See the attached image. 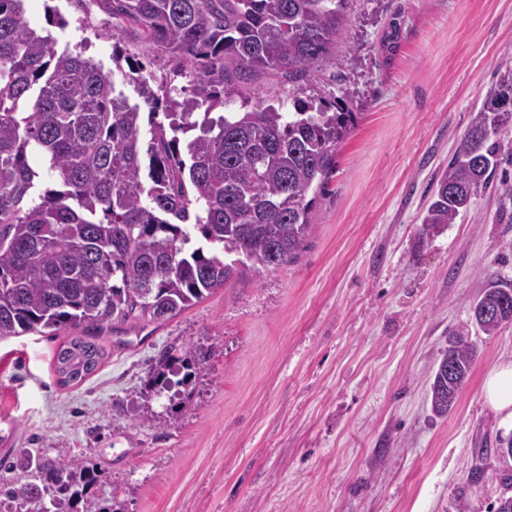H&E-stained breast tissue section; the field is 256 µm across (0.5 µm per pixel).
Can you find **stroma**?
Wrapping results in <instances>:
<instances>
[{"instance_id":"stroma-1","label":"stroma","mask_w":512,"mask_h":512,"mask_svg":"<svg viewBox=\"0 0 512 512\" xmlns=\"http://www.w3.org/2000/svg\"><path fill=\"white\" fill-rule=\"evenodd\" d=\"M25 0L33 28L112 69V48L149 58L135 29L112 41L103 0ZM512 67V0H352L336 63L306 95L349 91L360 117L336 155L310 231L289 265L216 291L158 325L104 332L106 355L61 385L60 337L0 340V480L33 482L22 457L82 456L92 501L115 512H490L499 478L466 477L481 445L512 427L483 380L512 360V324L475 332L470 304L489 280L512 285V200L480 193L422 237L424 209L499 68ZM478 345L447 417L428 376L451 331ZM208 358L188 384L148 394L168 346Z\"/></svg>"}]
</instances>
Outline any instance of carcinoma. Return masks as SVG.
<instances>
[{
    "mask_svg": "<svg viewBox=\"0 0 512 512\" xmlns=\"http://www.w3.org/2000/svg\"><path fill=\"white\" fill-rule=\"evenodd\" d=\"M25 0H0V339L79 330L55 355L65 368L98 366L106 327L132 319L165 322L219 289L291 263L312 225L336 153L359 113L346 94L316 102L249 105L244 84L265 71L297 83L336 62L351 0H105L112 16L168 56L191 90L171 96L127 61L130 103L102 64L51 33L31 28ZM165 112H158L159 104ZM239 104L233 109V104ZM164 115L165 121L158 120ZM512 130V67L471 113L422 220V233L455 223L499 170L512 167L501 133ZM47 162L37 190L29 156ZM507 302L495 280L479 300ZM478 347L449 334L430 379L431 411L445 417L469 380ZM204 353L164 349L154 386H172L171 367L199 369ZM492 448L469 475L485 480ZM39 483H0L19 512H79L96 470L72 457L36 464Z\"/></svg>",
    "mask_w": 512,
    "mask_h": 512,
    "instance_id": "carcinoma-1",
    "label": "carcinoma"
}]
</instances>
